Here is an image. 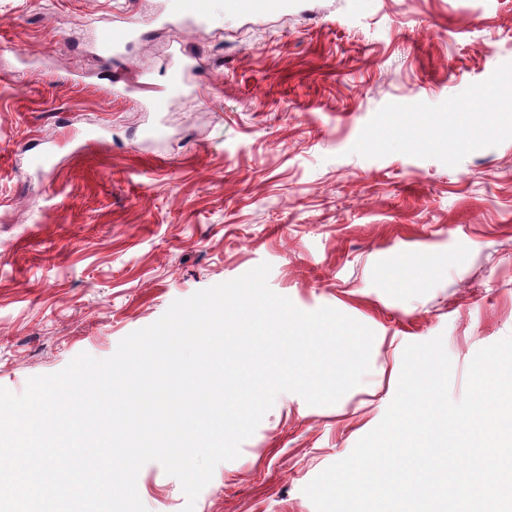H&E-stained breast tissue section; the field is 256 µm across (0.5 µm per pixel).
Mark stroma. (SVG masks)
I'll list each match as a JSON object with an SVG mask.
<instances>
[{"mask_svg": "<svg viewBox=\"0 0 512 512\" xmlns=\"http://www.w3.org/2000/svg\"><path fill=\"white\" fill-rule=\"evenodd\" d=\"M165 5L0 0V387L109 358L268 263L300 310L374 331L370 369L333 405L280 393L195 512H315L304 486L380 423L408 344L442 337L457 401L512 335V0H292L201 32L152 27ZM121 16L148 36L107 74ZM178 48L199 87L148 112ZM467 102L496 130L473 137ZM137 489L148 512L186 504L156 462Z\"/></svg>", "mask_w": 512, "mask_h": 512, "instance_id": "1", "label": "stroma"}]
</instances>
